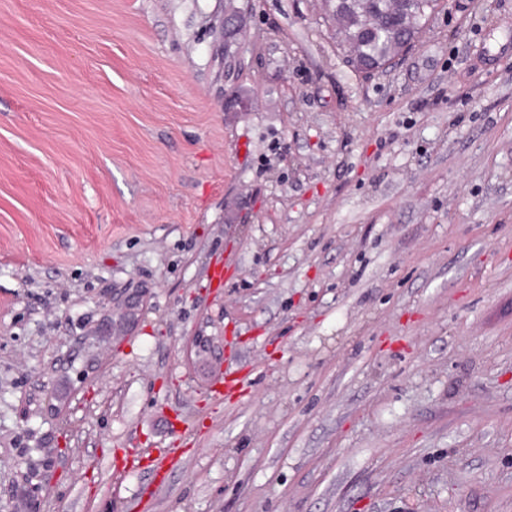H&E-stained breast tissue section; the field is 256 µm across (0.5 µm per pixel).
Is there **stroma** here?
<instances>
[{"mask_svg": "<svg viewBox=\"0 0 512 512\" xmlns=\"http://www.w3.org/2000/svg\"><path fill=\"white\" fill-rule=\"evenodd\" d=\"M22 448L42 512H512V0L370 77L319 0H0V512ZM42 456L39 457L40 468L39 472L36 465H31L29 468V474L32 478H35L37 472V485L39 489L49 490L52 487V481L54 479L57 469V458L52 455L50 448H42Z\"/></svg>", "mask_w": 512, "mask_h": 512, "instance_id": "obj_1", "label": "stroma"}]
</instances>
